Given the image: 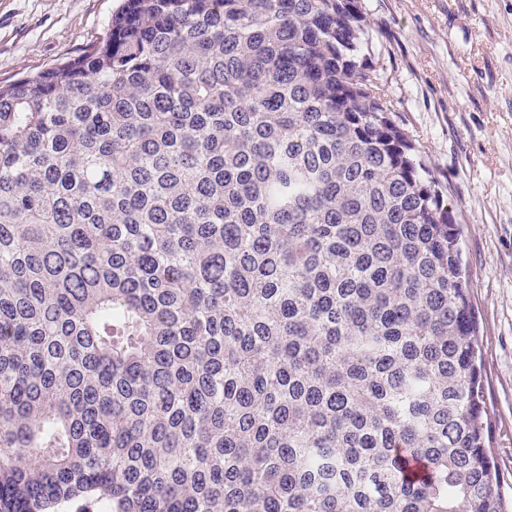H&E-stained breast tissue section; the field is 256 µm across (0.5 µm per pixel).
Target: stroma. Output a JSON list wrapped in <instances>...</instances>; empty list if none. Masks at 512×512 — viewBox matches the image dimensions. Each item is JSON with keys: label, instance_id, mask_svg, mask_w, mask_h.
<instances>
[{"label": "stroma", "instance_id": "35a3bbf8", "mask_svg": "<svg viewBox=\"0 0 512 512\" xmlns=\"http://www.w3.org/2000/svg\"><path fill=\"white\" fill-rule=\"evenodd\" d=\"M122 0H0V82L103 38ZM361 60L461 232L490 451L512 512V0H361Z\"/></svg>", "mask_w": 512, "mask_h": 512}]
</instances>
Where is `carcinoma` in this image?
<instances>
[{"label": "carcinoma", "instance_id": "carcinoma-1", "mask_svg": "<svg viewBox=\"0 0 512 512\" xmlns=\"http://www.w3.org/2000/svg\"><path fill=\"white\" fill-rule=\"evenodd\" d=\"M359 0H125L0 84V512H505L456 217Z\"/></svg>", "mask_w": 512, "mask_h": 512}]
</instances>
